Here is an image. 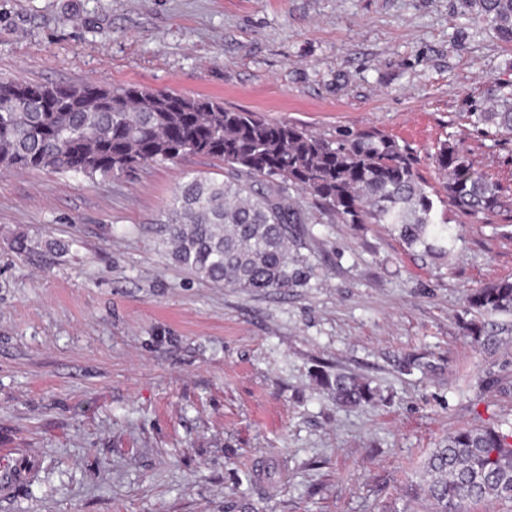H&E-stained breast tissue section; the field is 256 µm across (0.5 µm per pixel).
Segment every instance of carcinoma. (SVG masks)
<instances>
[{"instance_id":"cac0c4a2","label":"carcinoma","mask_w":512,"mask_h":512,"mask_svg":"<svg viewBox=\"0 0 512 512\" xmlns=\"http://www.w3.org/2000/svg\"><path fill=\"white\" fill-rule=\"evenodd\" d=\"M458 2L473 23L512 42V0ZM493 96L496 106L475 100L461 119L477 134L511 140L512 83L499 84ZM187 154L224 162V179L187 177L154 231L178 266L226 288L267 293L307 282L306 258L289 248L309 223L295 193L316 198L344 224H385L406 248L432 260L450 254L458 240L454 224L470 217L512 241L502 179L465 155L451 134L431 155L443 176L439 192L405 149L376 130L333 140L216 100L137 86L0 80L1 168L131 176ZM438 202L447 216H438ZM466 302L476 313L468 335L485 351L498 349L512 335V280L491 281ZM319 379L340 406L375 400L362 377L324 372ZM421 491L433 512L512 503V431L490 425L448 434L424 465Z\"/></svg>"}]
</instances>
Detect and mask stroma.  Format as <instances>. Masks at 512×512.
I'll return each instance as SVG.
<instances>
[{"instance_id":"35a3bbf8","label":"stroma","mask_w":512,"mask_h":512,"mask_svg":"<svg viewBox=\"0 0 512 512\" xmlns=\"http://www.w3.org/2000/svg\"><path fill=\"white\" fill-rule=\"evenodd\" d=\"M0 79L171 90L326 137L376 129L433 184L430 156L457 133L512 183V141L460 126L512 82V43L458 0H0ZM193 172L224 164L0 168V455L40 460L0 512H432L429 453L512 422V338L487 353L464 331L468 291L512 277V242L471 220L425 263L306 194L313 277L243 293L174 264L152 230ZM320 369L368 379L376 402L336 406Z\"/></svg>"}]
</instances>
